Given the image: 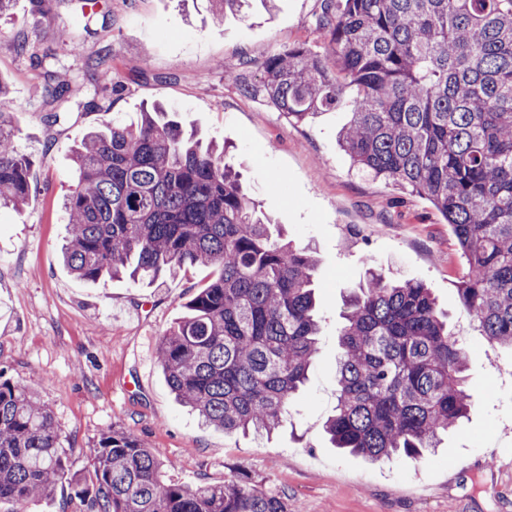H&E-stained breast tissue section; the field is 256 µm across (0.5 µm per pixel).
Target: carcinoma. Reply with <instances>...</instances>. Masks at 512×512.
Returning a JSON list of instances; mask_svg holds the SVG:
<instances>
[{
    "mask_svg": "<svg viewBox=\"0 0 512 512\" xmlns=\"http://www.w3.org/2000/svg\"><path fill=\"white\" fill-rule=\"evenodd\" d=\"M213 18L251 0H207ZM325 50L288 45L225 81L288 122L333 111L355 90L339 145L353 165L424 196L450 225L464 260L458 293L489 342L512 347V0H321ZM69 84L42 94L71 110ZM9 83L0 77V209L24 210L31 158L15 146ZM76 180L62 257L78 278L219 266L160 339L171 391L226 433L282 427L318 350V260L257 215L224 148L186 132L162 107L112 122L74 150ZM337 334L331 444L381 463L419 458L471 406L469 353L429 288L371 270L344 300ZM72 470L49 405L0 368V501L51 499L66 482L86 512H291L288 497L245 480L190 487L165 461L113 429Z\"/></svg>",
    "mask_w": 512,
    "mask_h": 512,
    "instance_id": "cac0c4a2",
    "label": "carcinoma"
}]
</instances>
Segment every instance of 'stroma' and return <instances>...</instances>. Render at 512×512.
Listing matches in <instances>:
<instances>
[{"instance_id":"1","label":"stroma","mask_w":512,"mask_h":512,"mask_svg":"<svg viewBox=\"0 0 512 512\" xmlns=\"http://www.w3.org/2000/svg\"><path fill=\"white\" fill-rule=\"evenodd\" d=\"M320 7L276 0L272 11L257 5L218 21L205 0H98L86 24L72 0H47L37 15L30 0H16L0 17V76L10 82L16 143L34 159L24 211L0 212V367L51 406L75 471H89L88 448L123 428L161 452L168 481L246 479L287 496L296 512H512V379L498 374L512 366V349L489 343L463 308V262L449 225L427 199L358 171L339 148L352 89L335 111L295 126L224 81L244 60L282 46L319 48ZM66 26L76 34L67 46L58 40ZM20 42L29 53H17ZM108 67L119 73L113 88L97 81ZM49 71L68 80L79 103L52 126L44 121L52 105L39 91ZM157 103L203 138L228 143L225 160L245 190L319 261L318 353L272 436L205 425L175 398L157 362L160 338L217 268L92 283L62 260L74 146ZM371 266L431 288L469 351L472 408L417 460L373 464L332 448L322 430L335 405L343 299Z\"/></svg>"}]
</instances>
